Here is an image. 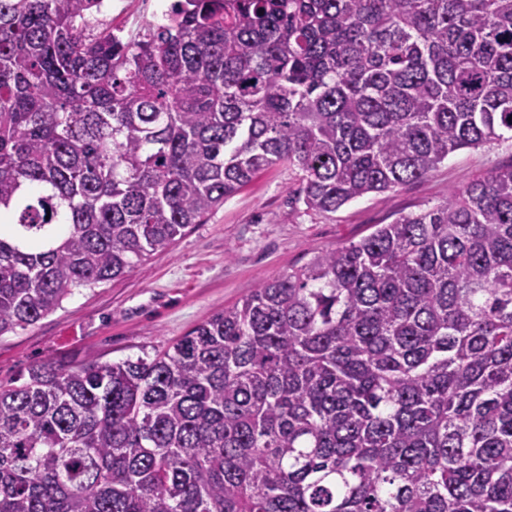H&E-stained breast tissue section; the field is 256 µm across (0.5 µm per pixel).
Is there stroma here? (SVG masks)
Listing matches in <instances>:
<instances>
[{"label": "stroma", "instance_id": "35a3bbf8", "mask_svg": "<svg viewBox=\"0 0 512 512\" xmlns=\"http://www.w3.org/2000/svg\"><path fill=\"white\" fill-rule=\"evenodd\" d=\"M511 165L512 141L462 149L423 179L326 214L295 202L287 168L272 166L127 276L77 291L35 325L0 336V384L46 361L155 354L313 255L359 241L376 225L429 209L489 169Z\"/></svg>", "mask_w": 512, "mask_h": 512}]
</instances>
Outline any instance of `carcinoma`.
<instances>
[{
    "label": "carcinoma",
    "mask_w": 512,
    "mask_h": 512,
    "mask_svg": "<svg viewBox=\"0 0 512 512\" xmlns=\"http://www.w3.org/2000/svg\"><path fill=\"white\" fill-rule=\"evenodd\" d=\"M0 0V336L262 170L331 213L512 141V0ZM0 512H512V166L165 351L0 385ZM99 12L109 14L112 13L113 18L122 22V27H118V31L124 33L126 27L136 29L138 26L144 25L145 18H161L167 20L171 13L170 6L173 1L170 0H134L137 2H129L130 0H98ZM127 2V3H113Z\"/></svg>",
    "instance_id": "cac0c4a2"
}]
</instances>
